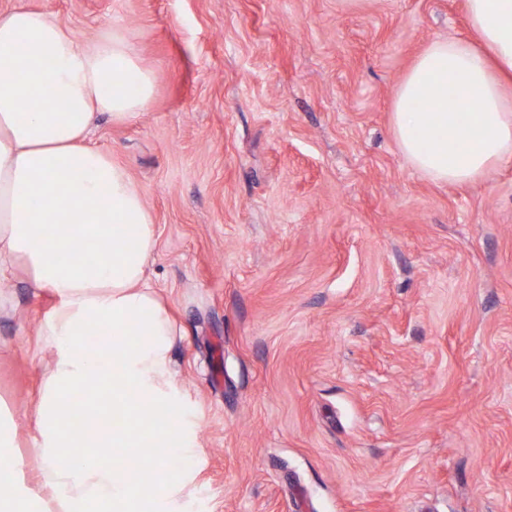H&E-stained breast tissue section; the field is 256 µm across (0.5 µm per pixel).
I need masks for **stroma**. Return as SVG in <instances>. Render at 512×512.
Listing matches in <instances>:
<instances>
[{
  "instance_id": "1",
  "label": "stroma",
  "mask_w": 512,
  "mask_h": 512,
  "mask_svg": "<svg viewBox=\"0 0 512 512\" xmlns=\"http://www.w3.org/2000/svg\"><path fill=\"white\" fill-rule=\"evenodd\" d=\"M84 42L117 30L150 107L94 143L155 219L194 480L177 512H512V160L436 184L390 128L466 0H0ZM0 307V414L58 512L32 409L51 295Z\"/></svg>"
}]
</instances>
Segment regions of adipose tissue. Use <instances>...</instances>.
Wrapping results in <instances>:
<instances>
[{
    "label": "adipose tissue",
    "mask_w": 512,
    "mask_h": 512,
    "mask_svg": "<svg viewBox=\"0 0 512 512\" xmlns=\"http://www.w3.org/2000/svg\"><path fill=\"white\" fill-rule=\"evenodd\" d=\"M467 20L471 38L436 39L418 56L390 117L408 163L448 185L481 181L512 160V0H467ZM153 94L152 72L120 33L83 44L46 13H0V273L23 265L33 287L56 298L41 329L54 370L34 413L62 512H169L188 478L158 458L129 479L96 455L103 431L95 413L79 429L67 419L73 394L91 403L108 393L113 456L143 441L189 451L171 397L174 329L147 276L153 216L125 168L88 141L101 115L128 123ZM88 239L93 265L83 253ZM91 324L105 350L81 351ZM11 428L0 423V512H44L17 479ZM70 448L83 456L69 459Z\"/></svg>",
    "instance_id": "obj_1"
}]
</instances>
